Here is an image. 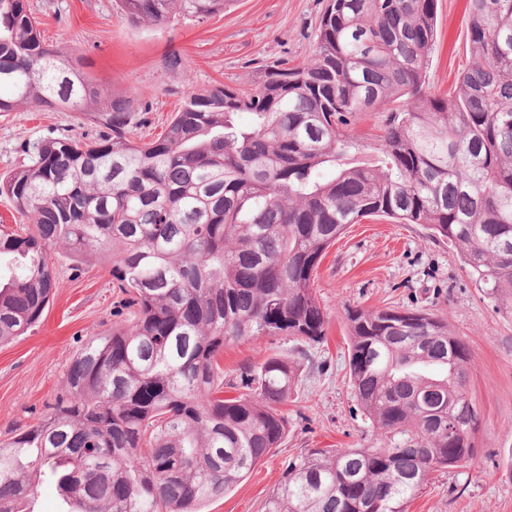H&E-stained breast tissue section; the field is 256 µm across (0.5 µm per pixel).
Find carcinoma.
I'll use <instances>...</instances> for the list:
<instances>
[{
	"mask_svg": "<svg viewBox=\"0 0 512 512\" xmlns=\"http://www.w3.org/2000/svg\"><path fill=\"white\" fill-rule=\"evenodd\" d=\"M120 4L161 26L228 0ZM435 31L436 0H327L310 61L252 93L192 89L140 143L131 101L46 44L26 0H0V112L69 110L97 128L46 137L0 176L32 224L0 228V344L49 306L51 247L106 262L130 310L74 356L50 411L0 441V512H27L45 477L79 512H201L224 496L281 445L298 376L270 357L241 375L249 393L224 398V345L322 342L315 269L364 218L426 225L512 312V0H470L471 64L450 98L426 88ZM361 112L383 113L368 160L352 133ZM343 320L348 383L382 444L300 453L264 512H406L430 471L475 454L469 351L448 323L350 305Z\"/></svg>",
	"mask_w": 512,
	"mask_h": 512,
	"instance_id": "cac0c4a2",
	"label": "carcinoma"
}]
</instances>
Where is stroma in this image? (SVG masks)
Listing matches in <instances>:
<instances>
[{"label": "stroma", "mask_w": 512, "mask_h": 512, "mask_svg": "<svg viewBox=\"0 0 512 512\" xmlns=\"http://www.w3.org/2000/svg\"><path fill=\"white\" fill-rule=\"evenodd\" d=\"M45 42L68 51L100 91L130 99L138 140L162 135L187 87H261L280 63L312 55L326 0H232L203 21L178 18L135 25L116 0H27ZM468 0H437L435 43L426 83L453 94L470 59ZM181 58L172 68L173 58ZM93 125L71 112L25 108L0 113V173L19 166L23 149L61 133L93 136ZM57 287L41 321L0 345V439L36 424L62 388L72 358L92 337L118 323L120 294L107 264L76 266L62 248L49 256ZM328 315L326 338L305 344L287 334H262L226 344L218 359L225 396L236 397L241 371L279 356L300 373L280 411L288 434L224 497L204 512H263L290 457L307 448H368L377 435L347 383V330L337 311L388 306L425 309L445 319L470 354L468 390L479 412L478 448L459 467L431 471L407 512H512V313L499 309L463 266L457 251L422 224L369 217L348 225L326 250L315 275Z\"/></svg>", "instance_id": "obj_1"}]
</instances>
